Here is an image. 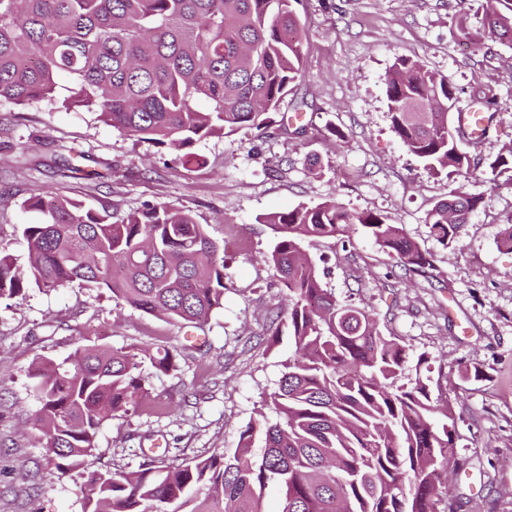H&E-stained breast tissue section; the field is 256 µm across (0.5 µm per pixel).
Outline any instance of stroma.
<instances>
[{
    "label": "stroma",
    "mask_w": 512,
    "mask_h": 512,
    "mask_svg": "<svg viewBox=\"0 0 512 512\" xmlns=\"http://www.w3.org/2000/svg\"><path fill=\"white\" fill-rule=\"evenodd\" d=\"M469 0H297L302 75L261 131L209 137L200 162L128 136L80 109L0 101V245L25 261L22 203L34 190L98 208L113 220L145 205L189 211L224 247V303L202 328L182 327L70 285L0 298V512H84L93 472L132 470L151 458L232 454L250 419H274L268 404L294 353L272 338L269 316L285 304L267 256L274 232L263 216L334 201L386 215L431 253L432 266L405 272L362 227L350 237L304 243L325 288L366 309L383 336L408 345V377L426 378L447 410L465 469L441 476L458 512H512V42L474 48L457 28ZM448 76L455 112L472 93L490 99L488 130L464 137L468 170L434 173L395 136L385 76L398 57ZM84 154L95 178L71 175L61 158ZM483 201L445 245L425 222L454 189ZM83 345L179 351L178 368L141 370L147 394L135 412L107 421L83 468L57 474L36 439L39 404L29 375L37 362L64 363Z\"/></svg>",
    "instance_id": "stroma-1"
}]
</instances>
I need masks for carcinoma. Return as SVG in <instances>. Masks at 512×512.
I'll list each match as a JSON object with an SVG mask.
<instances>
[{
	"instance_id": "cac0c4a2",
	"label": "carcinoma",
	"mask_w": 512,
	"mask_h": 512,
	"mask_svg": "<svg viewBox=\"0 0 512 512\" xmlns=\"http://www.w3.org/2000/svg\"><path fill=\"white\" fill-rule=\"evenodd\" d=\"M459 30L479 48L485 35L512 41V0H478ZM303 37L292 0H0V100L56 101L96 114L129 136L185 150L197 141L261 130L301 77ZM391 128L432 171L463 172L468 156L449 109L448 77L398 58L386 79ZM203 100L206 109L197 106ZM483 195L459 191L425 223L454 242ZM24 209L27 262L0 246V298L77 284L173 323L203 324L223 305L224 248L186 210L152 206L119 223L80 201L33 193ZM277 240L268 261L287 291L294 356L270 399L279 419H253L233 455L149 460L135 470L93 473L85 512H264L268 483L280 512H437L438 474L458 468L454 425L438 423L422 378L405 380L408 347L387 339L376 317L323 288L303 242L346 237L359 224L407 271L432 255L403 228L335 202L263 217ZM167 373L168 349L79 347L65 367L32 370L41 447L63 475L96 450L103 422L136 411L146 394L143 359ZM264 446L253 450L256 435Z\"/></svg>"
}]
</instances>
